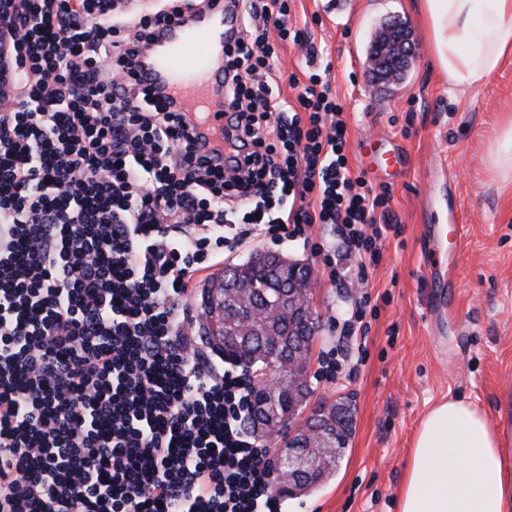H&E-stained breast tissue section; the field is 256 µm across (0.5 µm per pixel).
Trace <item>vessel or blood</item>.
<instances>
[{
	"label": "vessel or blood",
	"instance_id": "obj_1",
	"mask_svg": "<svg viewBox=\"0 0 512 512\" xmlns=\"http://www.w3.org/2000/svg\"><path fill=\"white\" fill-rule=\"evenodd\" d=\"M226 24L223 5H216L189 23L172 26L147 54L150 72L166 95L187 112L203 113V127L214 137L224 129V106L211 90L220 76Z\"/></svg>",
	"mask_w": 512,
	"mask_h": 512
}]
</instances>
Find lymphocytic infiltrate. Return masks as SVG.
Returning <instances> with one entry per match:
<instances>
[{
  "mask_svg": "<svg viewBox=\"0 0 512 512\" xmlns=\"http://www.w3.org/2000/svg\"><path fill=\"white\" fill-rule=\"evenodd\" d=\"M211 2L125 17L113 0H20L7 19L0 512H282L273 452L241 425L253 385L194 338L196 276L248 239L309 243L316 224L377 263L390 194L351 167L293 0H226L221 141L147 77L139 46ZM286 41L304 77L276 70Z\"/></svg>",
  "mask_w": 512,
  "mask_h": 512,
  "instance_id": "f902f5d3",
  "label": "lymphocytic infiltrate"
}]
</instances>
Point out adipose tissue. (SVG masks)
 Listing matches in <instances>:
<instances>
[{"instance_id": "obj_1", "label": "adipose tissue", "mask_w": 512, "mask_h": 512, "mask_svg": "<svg viewBox=\"0 0 512 512\" xmlns=\"http://www.w3.org/2000/svg\"><path fill=\"white\" fill-rule=\"evenodd\" d=\"M420 12L450 88L480 86L512 61V0H421ZM398 512H512V446L483 411L451 398L426 414Z\"/></svg>"}]
</instances>
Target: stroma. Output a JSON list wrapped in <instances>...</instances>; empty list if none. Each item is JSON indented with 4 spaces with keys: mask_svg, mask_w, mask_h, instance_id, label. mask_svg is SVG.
Masks as SVG:
<instances>
[{
    "mask_svg": "<svg viewBox=\"0 0 512 512\" xmlns=\"http://www.w3.org/2000/svg\"><path fill=\"white\" fill-rule=\"evenodd\" d=\"M418 0H295L292 17L307 26L318 65L329 66L332 87L349 126L347 155L373 185L390 190L389 210L403 232L385 243L369 269L375 316L361 362L333 383L312 382L310 406L339 399L351 404L355 429L335 474L309 493L286 498L285 512H397V498L412 440L436 402H473L512 438V186L489 165L500 128L512 120V62L475 90L453 92L428 51ZM397 15L411 28L417 60L403 82L368 77L375 30ZM395 150L402 162L388 176L375 172L379 154ZM456 219L465 227L464 255L455 268L428 266L426 230ZM313 248L292 242L281 252L304 260L317 285L319 316L313 357L336 342L330 316L358 295L359 261L330 229L314 225ZM336 248V278H329L318 244ZM452 274L454 290L441 288ZM470 321L455 331L443 306Z\"/></svg>",
    "mask_w": 512,
    "mask_h": 512,
    "instance_id": "1",
    "label": "stroma"
}]
</instances>
